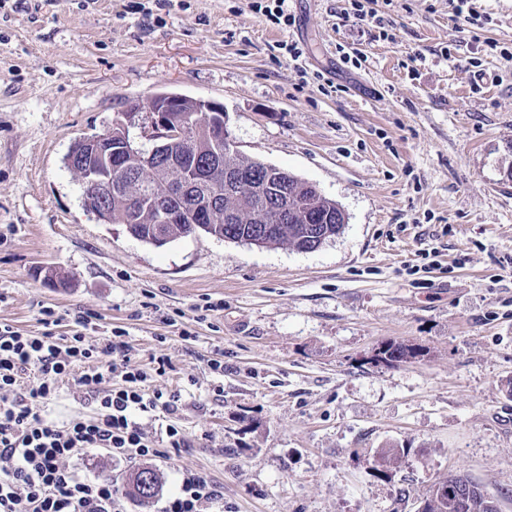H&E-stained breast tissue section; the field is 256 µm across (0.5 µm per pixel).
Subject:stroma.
Returning <instances> with one entry per match:
<instances>
[{
  "label": "stroma",
  "mask_w": 512,
  "mask_h": 512,
  "mask_svg": "<svg viewBox=\"0 0 512 512\" xmlns=\"http://www.w3.org/2000/svg\"><path fill=\"white\" fill-rule=\"evenodd\" d=\"M474 5L480 42L448 0H375L380 28L349 0H298L285 32L249 0L0 11V324L42 335L50 307L68 336L94 313L87 340L122 330L142 368L169 358L151 388L181 395L176 416L138 417L160 451L153 498L128 495L136 463L102 449L68 471L113 481L126 512H160L190 474L223 512H416L452 475L512 512V58L486 45L512 50V0ZM162 92L223 104L240 158L316 185L340 234L309 252L202 232L158 248L99 221L64 158ZM388 343L420 354L377 361ZM85 371L33 411L91 414ZM171 421L186 447L156 439ZM384 448L409 454L380 477Z\"/></svg>",
  "instance_id": "obj_1"
}]
</instances>
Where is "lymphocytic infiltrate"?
I'll return each instance as SVG.
<instances>
[{"label":"lymphocytic infiltrate","mask_w":512,"mask_h":512,"mask_svg":"<svg viewBox=\"0 0 512 512\" xmlns=\"http://www.w3.org/2000/svg\"><path fill=\"white\" fill-rule=\"evenodd\" d=\"M93 320V314L79 315L78 330L68 337L51 332L59 321L51 308L44 312L49 330L40 336L0 324V512H123L115 484L76 478L64 460L91 448L105 449L118 462L159 454L137 417L159 408L178 411V393L148 385L150 375H164L170 362L157 358L155 371H145L132 362L120 330L86 341ZM76 365L87 368L80 383L97 404L93 416L60 426L28 407V399L54 398L60 378ZM29 371L37 372L38 383L23 395L17 388ZM222 501L217 486L191 474L162 512H211Z\"/></svg>","instance_id":"f902f5d3"}]
</instances>
